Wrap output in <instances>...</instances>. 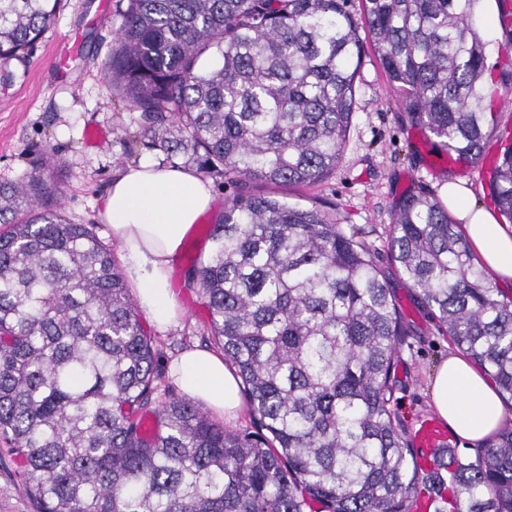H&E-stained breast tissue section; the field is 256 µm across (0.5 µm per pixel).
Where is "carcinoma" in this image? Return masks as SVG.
Masks as SVG:
<instances>
[{
	"label": "carcinoma",
	"mask_w": 512,
	"mask_h": 512,
	"mask_svg": "<svg viewBox=\"0 0 512 512\" xmlns=\"http://www.w3.org/2000/svg\"><path fill=\"white\" fill-rule=\"evenodd\" d=\"M345 0H127L105 74L153 147L207 174L302 187L341 160L363 49ZM480 0H362L411 121L466 167L486 142ZM61 0H0V61L24 57ZM211 52L218 62L199 66ZM490 193L512 223V145ZM32 172L0 184V439L35 512H512V428L422 472L390 409L405 326L370 247L317 206L237 195L191 261L251 428L170 395L155 339L94 227ZM387 247L443 332L512 401V297L431 194Z\"/></svg>",
	"instance_id": "1"
}]
</instances>
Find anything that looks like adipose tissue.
<instances>
[{"instance_id":"adipose-tissue-1","label":"adipose tissue","mask_w":512,"mask_h":512,"mask_svg":"<svg viewBox=\"0 0 512 512\" xmlns=\"http://www.w3.org/2000/svg\"><path fill=\"white\" fill-rule=\"evenodd\" d=\"M466 181L454 179L443 201L461 223L486 272L512 286V226L475 203ZM211 180L189 168L162 165L146 158L119 169L102 198L98 218L122 252L124 268L141 311L158 328L175 325L178 298L170 284L172 265L190 229L213 209ZM170 372L182 391L225 421L237 419L242 400L239 379L224 356L205 349L184 351ZM436 414L458 438L484 444L512 421L494 382L468 358L449 352L430 388Z\"/></svg>"}]
</instances>
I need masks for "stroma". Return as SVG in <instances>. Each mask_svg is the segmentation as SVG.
<instances>
[{
    "instance_id": "35a3bbf8",
    "label": "stroma",
    "mask_w": 512,
    "mask_h": 512,
    "mask_svg": "<svg viewBox=\"0 0 512 512\" xmlns=\"http://www.w3.org/2000/svg\"><path fill=\"white\" fill-rule=\"evenodd\" d=\"M105 0H62L53 25L23 59L11 60L16 73L11 86L0 87V183L28 175L36 159H44L48 174L62 190L63 214L74 224L94 225L107 239L98 208L114 172L145 157L182 166V159H167L152 148L136 114L120 95L110 92L104 70L112 57L113 38L122 22L125 0L110 3L106 24L95 21ZM512 10V0H484L477 18L483 39L496 46L486 65L494 76L493 118L486 125L489 147L498 136L512 131V49L502 24L488 26L489 14ZM80 43L66 73H59L56 56L70 34ZM434 138L405 116L400 96L389 87L377 54L366 50L356 80V103L342 159L323 182L307 188H283L280 196L304 207L328 210L344 225L359 228L375 251V262L385 273L397 307L410 328L395 369L391 409L405 437H412L421 419L432 416L430 381L452 344L437 320L418 300L406 279L397 272L386 239L393 215L407 196L428 192L441 196L448 180H466L477 201L491 203L488 167L476 162L463 169H448L438 161ZM212 184L217 204L194 225L177 256L171 285L184 310L180 322L155 331L165 364L193 345L212 346L210 316L198 287L185 277L191 259L206 257L213 224L236 189L221 178ZM0 512H33L20 476V467L0 441Z\"/></svg>"
}]
</instances>
